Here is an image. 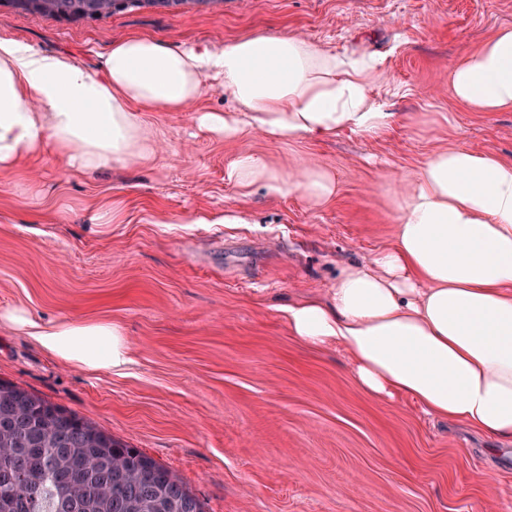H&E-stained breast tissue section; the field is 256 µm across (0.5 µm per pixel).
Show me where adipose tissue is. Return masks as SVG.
<instances>
[{"instance_id":"ef3b65f1","label":"adipose tissue","mask_w":512,"mask_h":512,"mask_svg":"<svg viewBox=\"0 0 512 512\" xmlns=\"http://www.w3.org/2000/svg\"><path fill=\"white\" fill-rule=\"evenodd\" d=\"M448 80L474 111L512 110V28L467 52ZM211 81L241 113L206 112L199 121L228 139L247 130L281 142L375 137L393 119L373 97L387 82L383 57L297 37L259 33L215 51L130 35L113 44L97 75L72 56L0 38V171L47 154L78 173L149 164L155 146L145 113L187 111ZM226 177L244 197L258 186L320 206L336 193L325 169L287 175L252 153L239 154ZM396 207L394 244L345 266L330 301L288 306V328L345 351L366 395L409 398L429 415L512 441V162L466 148L436 152ZM0 320L92 372L131 361L111 322L41 324L20 308Z\"/></svg>"}]
</instances>
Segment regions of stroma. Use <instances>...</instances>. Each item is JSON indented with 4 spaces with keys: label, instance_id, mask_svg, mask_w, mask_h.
I'll return each mask as SVG.
<instances>
[{
    "label": "stroma",
    "instance_id": "stroma-1",
    "mask_svg": "<svg viewBox=\"0 0 512 512\" xmlns=\"http://www.w3.org/2000/svg\"><path fill=\"white\" fill-rule=\"evenodd\" d=\"M512 28V0H224V9L66 21L0 0V37L73 55L91 72L132 34L170 45L258 32L382 56L374 96L394 115L369 137L283 143L199 127L198 111L148 113L150 166L78 176L59 157L0 173V312L119 324L133 362L89 372L0 323V379L67 407L167 466L206 512H512V443L431 418L410 399L365 395L348 355L289 329L285 309L328 300L339 270L395 241L391 199L433 153L464 147L512 162V111L475 112L448 75ZM244 152L291 172L317 164L337 192L241 197ZM112 202L118 223H93ZM493 473L492 483L477 480Z\"/></svg>",
    "mask_w": 512,
    "mask_h": 512
}]
</instances>
